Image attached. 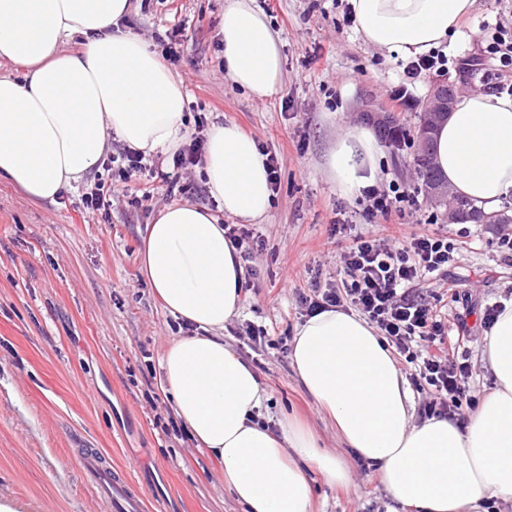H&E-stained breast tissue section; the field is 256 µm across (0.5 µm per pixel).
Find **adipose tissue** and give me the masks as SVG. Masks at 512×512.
<instances>
[{
  "label": "adipose tissue",
  "instance_id": "ef3b65f1",
  "mask_svg": "<svg viewBox=\"0 0 512 512\" xmlns=\"http://www.w3.org/2000/svg\"><path fill=\"white\" fill-rule=\"evenodd\" d=\"M364 42L415 57L441 46L476 0H349ZM130 0H0V177L37 201H55L104 156L111 137L144 155H173L186 139L183 84L159 53L119 27ZM224 71L252 98L282 78L280 39L254 0H229L220 31ZM79 39L78 49L65 45ZM444 181L488 211L512 198V98L460 96L433 134ZM381 147L371 129L347 131L328 157L340 194L376 177ZM202 170L225 215L264 219L272 190L253 136L213 126ZM144 280L195 334L169 343L161 367L182 425L224 463L225 489L246 512H310L308 469L345 484L347 469L291 420L273 434L256 419L263 402L253 369L225 346L241 308L244 269L205 207L165 206L138 253ZM299 383L335 421L345 444L375 464L394 502L409 512H486L512 501V303L487 330L480 361L494 387L465 420L413 421L408 383L376 330L332 309L294 333Z\"/></svg>",
  "mask_w": 512,
  "mask_h": 512
}]
</instances>
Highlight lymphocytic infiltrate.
<instances>
[{
    "instance_id": "lymphocytic-infiltrate-1",
    "label": "lymphocytic infiltrate",
    "mask_w": 512,
    "mask_h": 512,
    "mask_svg": "<svg viewBox=\"0 0 512 512\" xmlns=\"http://www.w3.org/2000/svg\"><path fill=\"white\" fill-rule=\"evenodd\" d=\"M477 63L483 66V81L493 82L496 90H504L502 77L512 71V31H495L482 39ZM195 124L200 133L172 160L171 169L148 163L143 156L127 148L102 161L108 182H97L82 194L89 213L108 214L113 192L134 177H147L148 182L135 205L152 200L157 186H165L174 194L185 172L199 164L205 145L201 130L207 119L199 115ZM458 250L447 236L421 229L403 239H396L386 229L354 235L341 256L345 278L341 285L314 283L310 292L300 297L305 316L330 309L352 306L385 336L395 354L415 366L411 381L416 387H428L429 399L423 404L428 418H452L463 406H474L469 380L472 366L461 349L467 332L464 315H457V333L449 335L443 304L456 297L454 288L415 293L417 281L443 273Z\"/></svg>"
}]
</instances>
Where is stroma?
Here are the masks:
<instances>
[{
  "label": "stroma",
  "mask_w": 512,
  "mask_h": 512,
  "mask_svg": "<svg viewBox=\"0 0 512 512\" xmlns=\"http://www.w3.org/2000/svg\"><path fill=\"white\" fill-rule=\"evenodd\" d=\"M348 0H269L267 18L281 40L283 76L266 99L237 89L219 69L217 44L226 0H131L125 31L152 49L175 33L180 59L173 70L189 101L208 123L232 122L279 160V187L268 217L249 225L263 243L248 262L238 316L226 323L224 343L257 373L263 418L299 417L323 447L347 464L351 481L331 486L316 470L312 512H389L392 501L377 469L346 448L336 425L299 384L279 338L302 324L301 292L313 277L339 283L340 255L353 233L388 225L395 235L417 231L420 220L449 241L467 240L448 267L459 300L448 316L470 309L471 393L483 396L493 379L479 361L486 306L512 293V261L504 260L499 224H452L448 209L420 193L408 165L412 148L383 150L376 183L416 191L419 208L369 216L362 195H341L326 160L347 129L366 126L365 99L385 104L413 139L432 84L458 79V61L477 53L480 24L512 31V0H478L460 33L443 50L449 70L421 78L410 99L397 101L402 70L397 57L364 43L344 25ZM90 172L55 202L30 200L0 179V500L17 512H113L86 480L84 453H102L110 466L140 463L134 480L150 512H244L226 491L220 464L184 430H173L174 402L166 392L161 359L182 336L139 272L138 250L147 224L172 202H191L221 215L199 172L183 175L182 193L158 189L148 206L130 204L144 183L112 200L108 216L81 203ZM354 232L331 234L337 213ZM266 326L273 344L257 350L248 324Z\"/></svg>",
  "instance_id": "35a3bbf8"
}]
</instances>
